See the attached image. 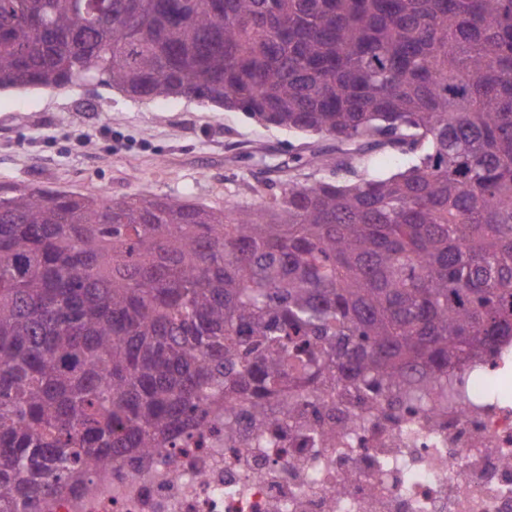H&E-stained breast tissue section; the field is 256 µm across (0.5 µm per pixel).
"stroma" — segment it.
<instances>
[{"instance_id": "stroma-1", "label": "stroma", "mask_w": 512, "mask_h": 512, "mask_svg": "<svg viewBox=\"0 0 512 512\" xmlns=\"http://www.w3.org/2000/svg\"><path fill=\"white\" fill-rule=\"evenodd\" d=\"M335 140L256 123L191 97L132 98L96 81L0 91V185L259 206L289 181L332 180Z\"/></svg>"}]
</instances>
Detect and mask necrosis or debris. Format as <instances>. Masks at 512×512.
I'll use <instances>...</instances> for the list:
<instances>
[{
	"mask_svg": "<svg viewBox=\"0 0 512 512\" xmlns=\"http://www.w3.org/2000/svg\"><path fill=\"white\" fill-rule=\"evenodd\" d=\"M512 339L493 359L457 369L456 397L429 390L412 406L395 391L339 382L315 405L253 433L224 424L127 453L105 480L49 500L43 512H512ZM354 421L324 443L320 431Z\"/></svg>",
	"mask_w": 512,
	"mask_h": 512,
	"instance_id": "4bbe7bcc",
	"label": "necrosis or debris"
}]
</instances>
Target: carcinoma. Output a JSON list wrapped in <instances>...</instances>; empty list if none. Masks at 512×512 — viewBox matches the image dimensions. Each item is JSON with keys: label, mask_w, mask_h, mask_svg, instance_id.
I'll list each match as a JSON object with an SVG mask.
<instances>
[{"label": "carcinoma", "mask_w": 512, "mask_h": 512, "mask_svg": "<svg viewBox=\"0 0 512 512\" xmlns=\"http://www.w3.org/2000/svg\"><path fill=\"white\" fill-rule=\"evenodd\" d=\"M233 106L386 178L270 205L0 188V512L164 448L228 393L448 387L512 338V0H0V90ZM362 157L372 176L385 178L404 169L406 159L388 149H373Z\"/></svg>", "instance_id": "obj_1"}]
</instances>
